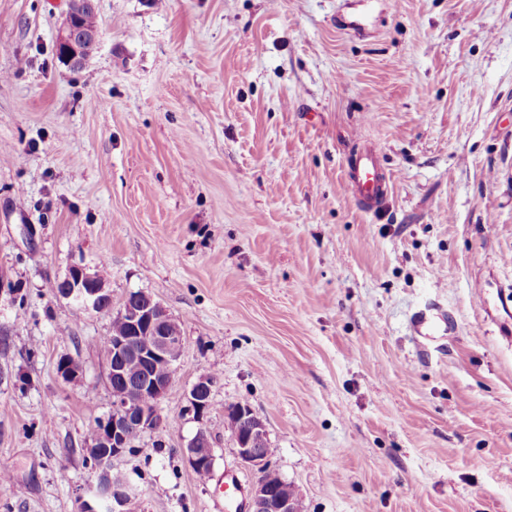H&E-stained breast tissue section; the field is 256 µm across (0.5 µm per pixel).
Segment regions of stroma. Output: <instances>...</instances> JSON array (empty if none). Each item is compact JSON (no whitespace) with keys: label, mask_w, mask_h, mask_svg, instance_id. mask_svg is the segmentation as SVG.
Here are the masks:
<instances>
[{"label":"stroma","mask_w":512,"mask_h":512,"mask_svg":"<svg viewBox=\"0 0 512 512\" xmlns=\"http://www.w3.org/2000/svg\"><path fill=\"white\" fill-rule=\"evenodd\" d=\"M0 0V512H79L112 409L99 271L185 341L162 423L118 459L136 512H225L248 402L304 512H512V0ZM374 148L368 209L348 167ZM448 313L422 347L409 318ZM82 366L64 382L60 359ZM215 377L212 479L182 448ZM87 7L96 8L95 0H69L64 14L62 27L57 37V46L69 66L76 69L84 67L87 59L97 48L100 38L98 13L96 10L87 11L81 17L82 25L89 28H79L78 18ZM349 180L356 197L368 208L380 204L388 191L374 150H365L349 164ZM59 284V297L71 301L86 312L110 314L109 309L99 312L108 307L112 308V295L98 271L91 272L89 268L75 266ZM80 308L78 311L83 312Z\"/></svg>","instance_id":"1"}]
</instances>
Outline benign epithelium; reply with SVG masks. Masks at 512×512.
Instances as JSON below:
<instances>
[{
  "label": "benign epithelium",
  "mask_w": 512,
  "mask_h": 512,
  "mask_svg": "<svg viewBox=\"0 0 512 512\" xmlns=\"http://www.w3.org/2000/svg\"><path fill=\"white\" fill-rule=\"evenodd\" d=\"M87 7H96V0H68L57 46L69 66L84 67L97 48L98 28L78 27V18ZM58 296L71 301L86 312H98L112 306V295L97 271L83 266L73 267L60 282ZM133 335L112 337V352L105 359L107 378L119 376L125 388L112 399V411L96 425V439L84 449V460L94 481L89 498L80 501V512H126L133 501L129 483L113 472L115 459L135 451L134 441L144 432L161 424L159 405L166 396L175 376L178 359L171 351L184 346L178 321L152 296L126 302L116 312ZM137 367L166 370L161 379L155 377L128 378L130 369ZM63 381H77L82 369L78 362L64 358L58 363ZM214 381L210 375L198 377L189 392L185 412L192 415L198 428L182 448L188 465L197 473L209 477L213 473L215 456L211 434L206 426ZM224 418L235 441V454L240 463L255 471L256 480L249 494L248 512H301V500L296 491L277 494L266 476L276 472L272 456L266 448L269 438L265 423L253 408L237 402L224 410Z\"/></svg>",
  "instance_id": "7a95c632"
}]
</instances>
